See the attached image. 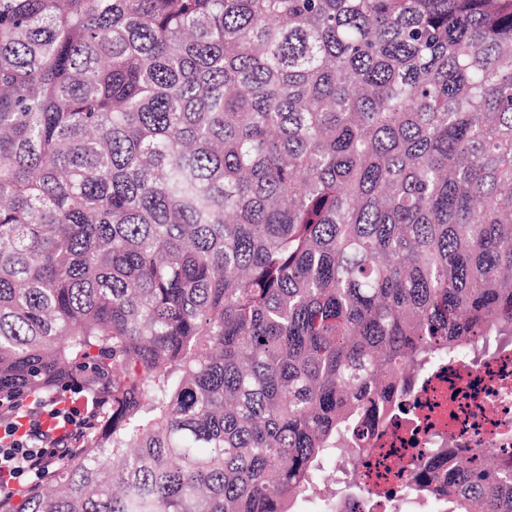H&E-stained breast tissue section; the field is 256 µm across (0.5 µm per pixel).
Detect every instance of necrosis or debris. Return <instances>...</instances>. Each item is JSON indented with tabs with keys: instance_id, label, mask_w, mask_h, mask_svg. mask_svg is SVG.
I'll return each instance as SVG.
<instances>
[{
	"instance_id": "4bbe7bcc",
	"label": "necrosis or debris",
	"mask_w": 512,
	"mask_h": 512,
	"mask_svg": "<svg viewBox=\"0 0 512 512\" xmlns=\"http://www.w3.org/2000/svg\"><path fill=\"white\" fill-rule=\"evenodd\" d=\"M360 457L338 466L337 482L361 479L359 499L339 512H424L413 493L421 468L445 453L512 448V338L480 340L465 358L414 376L387 427L370 424Z\"/></svg>"
}]
</instances>
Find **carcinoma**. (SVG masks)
I'll use <instances>...</instances> for the list:
<instances>
[{
  "mask_svg": "<svg viewBox=\"0 0 512 512\" xmlns=\"http://www.w3.org/2000/svg\"><path fill=\"white\" fill-rule=\"evenodd\" d=\"M512 336V0H0V398L93 409L0 512H294ZM413 491L512 512V457Z\"/></svg>",
  "mask_w": 512,
  "mask_h": 512,
  "instance_id": "cac0c4a2",
  "label": "carcinoma"
}]
</instances>
